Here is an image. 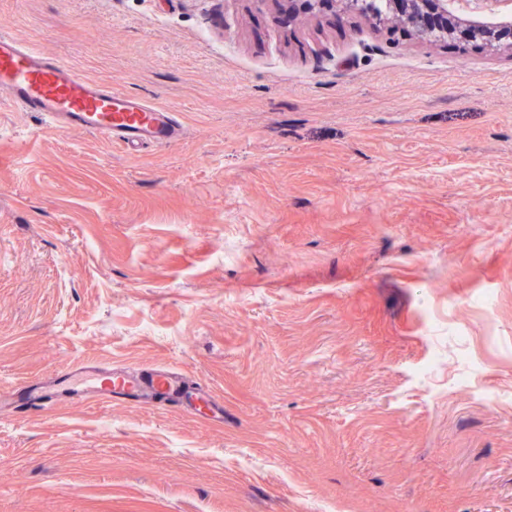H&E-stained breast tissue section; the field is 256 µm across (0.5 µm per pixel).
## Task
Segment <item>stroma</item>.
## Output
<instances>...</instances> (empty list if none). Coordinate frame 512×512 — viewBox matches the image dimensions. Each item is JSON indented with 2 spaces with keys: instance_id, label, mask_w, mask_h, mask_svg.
Segmentation results:
<instances>
[{
  "instance_id": "1",
  "label": "stroma",
  "mask_w": 512,
  "mask_h": 512,
  "mask_svg": "<svg viewBox=\"0 0 512 512\" xmlns=\"http://www.w3.org/2000/svg\"><path fill=\"white\" fill-rule=\"evenodd\" d=\"M177 112L0 99V389L165 366L224 408L0 412V512H512V52L288 0H0Z\"/></svg>"
}]
</instances>
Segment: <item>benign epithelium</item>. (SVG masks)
<instances>
[{
    "label": "benign epithelium",
    "mask_w": 512,
    "mask_h": 512,
    "mask_svg": "<svg viewBox=\"0 0 512 512\" xmlns=\"http://www.w3.org/2000/svg\"><path fill=\"white\" fill-rule=\"evenodd\" d=\"M320 5H340L342 18L349 15H369L379 27L400 30L421 41L448 39V0H388L387 11L374 10L375 0H315ZM457 24L471 30L491 47L512 52V26L496 28L489 33L462 18Z\"/></svg>",
    "instance_id": "obj_1"
}]
</instances>
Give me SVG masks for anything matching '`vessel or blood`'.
I'll return each mask as SVG.
<instances>
[{
    "label": "vessel or blood",
    "instance_id": "obj_1",
    "mask_svg": "<svg viewBox=\"0 0 512 512\" xmlns=\"http://www.w3.org/2000/svg\"><path fill=\"white\" fill-rule=\"evenodd\" d=\"M0 95L22 110L43 113L59 128L82 129L124 146L168 144L181 134L175 111L82 78L5 33H0ZM12 392L40 406L75 398H129L148 407L185 398L204 414L216 407L208 391L188 386L169 368L105 371L84 364L14 386Z\"/></svg>",
    "mask_w": 512,
    "mask_h": 512
}]
</instances>
